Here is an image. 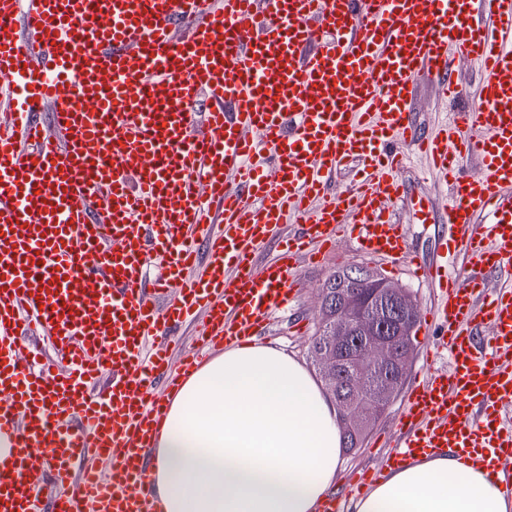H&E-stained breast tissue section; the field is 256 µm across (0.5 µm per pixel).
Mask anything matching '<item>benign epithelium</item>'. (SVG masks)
<instances>
[{
    "label": "benign epithelium",
    "mask_w": 512,
    "mask_h": 512,
    "mask_svg": "<svg viewBox=\"0 0 512 512\" xmlns=\"http://www.w3.org/2000/svg\"><path fill=\"white\" fill-rule=\"evenodd\" d=\"M321 289L322 347L313 360L324 379L336 388L341 378L354 398L341 400L338 411L347 431L367 429L386 409L402 383L411 356L408 341L417 319L412 295L382 274L363 265L345 270L344 288L330 308ZM377 372L374 397H359L365 372Z\"/></svg>",
    "instance_id": "7a95c632"
}]
</instances>
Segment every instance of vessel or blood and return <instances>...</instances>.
<instances>
[{
  "mask_svg": "<svg viewBox=\"0 0 512 512\" xmlns=\"http://www.w3.org/2000/svg\"><path fill=\"white\" fill-rule=\"evenodd\" d=\"M452 54L480 61L479 101L422 133L415 88L455 95ZM410 152L447 183L443 211L399 178ZM342 238L436 299L393 449L348 490L447 452L511 489L512 0H0V512H162L155 385L260 336L300 257ZM38 484L72 492L39 508ZM397 219L401 224L409 226L410 241L416 253H425L431 246L433 229L423 230L417 224H412L410 216L402 203H398L394 209Z\"/></svg>",
  "mask_w": 512,
  "mask_h": 512,
  "instance_id": "1",
  "label": "vessel or blood"
}]
</instances>
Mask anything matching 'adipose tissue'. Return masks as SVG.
<instances>
[{
	"instance_id": "ef3b65f1",
	"label": "adipose tissue",
	"mask_w": 512,
	"mask_h": 512,
	"mask_svg": "<svg viewBox=\"0 0 512 512\" xmlns=\"http://www.w3.org/2000/svg\"><path fill=\"white\" fill-rule=\"evenodd\" d=\"M338 412L309 370L268 344L227 347L191 373L154 438L164 512H317L335 491ZM354 512H512V493L454 454L395 470Z\"/></svg>"
}]
</instances>
